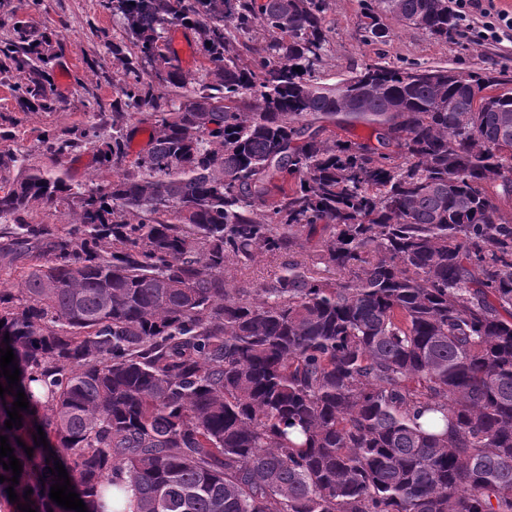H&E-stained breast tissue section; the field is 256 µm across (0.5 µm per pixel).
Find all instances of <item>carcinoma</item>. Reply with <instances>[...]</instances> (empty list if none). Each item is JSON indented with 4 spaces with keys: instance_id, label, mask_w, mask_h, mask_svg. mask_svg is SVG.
<instances>
[{
    "instance_id": "1",
    "label": "carcinoma",
    "mask_w": 512,
    "mask_h": 512,
    "mask_svg": "<svg viewBox=\"0 0 512 512\" xmlns=\"http://www.w3.org/2000/svg\"><path fill=\"white\" fill-rule=\"evenodd\" d=\"M100 2L132 44L112 47V134L40 143L55 163L97 145L112 180L83 189L0 151V271L18 287L0 289V349L20 371L0 435L22 465L14 485L0 464V503L12 485L10 512H71L49 496L60 462L87 512L126 481L128 512H512V209L496 203L512 89L419 64L320 82L326 0ZM361 9L378 42L387 18L457 31L448 0ZM173 26L196 34L200 77ZM2 28L0 83L22 110H62L51 37ZM357 124L368 140L335 133ZM297 248L310 261L254 298L228 287L229 260Z\"/></svg>"
}]
</instances>
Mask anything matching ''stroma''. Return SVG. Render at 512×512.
<instances>
[{
  "instance_id": "obj_1",
  "label": "stroma",
  "mask_w": 512,
  "mask_h": 512,
  "mask_svg": "<svg viewBox=\"0 0 512 512\" xmlns=\"http://www.w3.org/2000/svg\"><path fill=\"white\" fill-rule=\"evenodd\" d=\"M14 15L29 20L35 34H50L56 52L52 62L54 88L66 102L60 112H23L16 105L11 86L0 85V113L14 121V137L0 141V151L21 146L38 161L42 158L37 148L41 135L63 126L93 123L98 111L111 112L121 79L112 47L117 44L127 51L131 43L122 19L100 8L98 0H41L34 8L28 7L26 0H0V20L9 21ZM326 22L329 43L319 74L326 83L374 62L482 68L512 81V42L508 40L478 45L457 34L438 41L424 30L391 20L386 41L373 42L363 29L360 0H328ZM61 167L74 182L87 188L112 177L90 148L64 159ZM308 255L305 249L290 255L261 252L245 267L228 262L226 276L234 287L259 288L282 275L290 261H302Z\"/></svg>"
}]
</instances>
